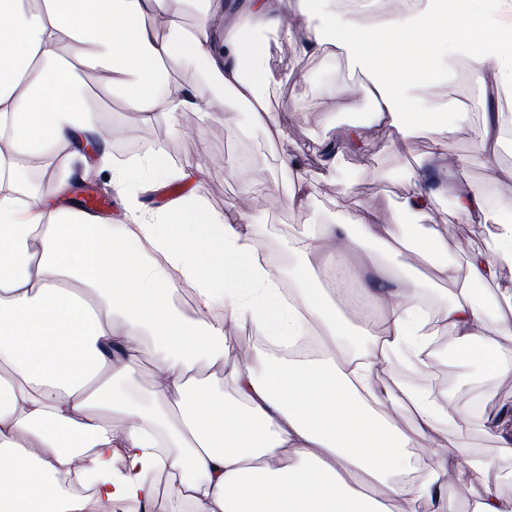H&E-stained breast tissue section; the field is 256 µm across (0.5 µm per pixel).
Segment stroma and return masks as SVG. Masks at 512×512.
Wrapping results in <instances>:
<instances>
[{
	"label": "stroma",
	"instance_id": "35a3bbf8",
	"mask_svg": "<svg viewBox=\"0 0 512 512\" xmlns=\"http://www.w3.org/2000/svg\"><path fill=\"white\" fill-rule=\"evenodd\" d=\"M270 64L275 73L289 76L288 82L279 88L273 106L277 121L288 133L285 142H270L263 129L250 123L246 113L225 98L223 88L214 82L200 60H181L176 73L186 89H202L208 97L223 99L226 117L216 120L194 113L190 119L196 133L191 137L183 132L188 118L182 115L173 122L137 121L127 111L124 98L97 88L96 73L88 71L83 80L89 97L107 111L109 119L124 124L134 139L143 142L144 148L137 151V158L149 159L159 153L168 167L182 169L209 163L221 155L227 162L226 169L215 170L207 177L160 184L152 190L126 186L118 191L113 187L110 172L95 171L88 178H80L76 160L65 154L50 175L35 170L30 177L39 185H65V192L54 200L58 207L78 204L75 188L81 181L97 185L105 195L101 208L106 211V223L110 226L128 223L131 211L156 210L179 195L195 197L208 210L219 214L228 204L244 203L247 212L267 224L263 246L282 255L278 272L288 285L301 263L288 249L289 236L305 224L335 222L342 213L336 207L340 201L350 212L364 205L394 217L401 224L422 228L438 225L441 236L448 241L449 260L459 266L472 252L493 246L501 216L512 212V195H504L501 188L485 183V165L475 150L473 131L488 122L489 114L485 108L467 106L462 100L461 90H468L475 99L480 91L475 83L460 84L459 67L438 75L429 90L412 89L405 95L408 108H415L422 100L436 111L446 113L454 127L448 150L458 160L448 184L430 179L434 193L431 209L412 213L403 211L400 204L412 190L415 176L426 170L436 153L435 133L413 129L402 141L390 132L377 130L372 124L371 101L351 94L357 85L352 77L354 67L343 55L305 54L274 46L270 49ZM301 93L306 94L307 103L300 109L296 97ZM328 140L339 147V162L334 169L326 165L318 152L319 145ZM286 156L301 162L308 180L317 188L305 207L288 204L291 182L281 165ZM477 189L492 196L495 205L486 223L467 224L458 217L457 200ZM428 379L452 382L453 400L462 409L476 397L490 408L512 401V370L491 376L477 365L451 360L430 368ZM467 442L481 462L479 480L492 486L512 485V458L502 453L492 437L476 430Z\"/></svg>",
	"mask_w": 512,
	"mask_h": 512
}]
</instances>
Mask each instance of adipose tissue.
<instances>
[{"label": "adipose tissue", "instance_id": "1", "mask_svg": "<svg viewBox=\"0 0 512 512\" xmlns=\"http://www.w3.org/2000/svg\"><path fill=\"white\" fill-rule=\"evenodd\" d=\"M511 14L512 0H412L369 24L333 0H0V512H100L122 502L151 512L161 473L179 512H454L461 483L471 512H512V491L469 480L460 465L474 425L512 455V416L499 408L477 420L431 391L373 384L378 367L424 353L421 299L448 280L461 286L437 317L457 338V358L491 375L512 366L502 343L512 323L489 318L479 300L497 283L512 309V284L500 283L512 266L511 215L493 253L473 252L461 268L442 261L448 243L434 224L423 232L364 207L344 223L303 225L290 246L306 270L313 255L340 266L346 239L358 250L407 248L431 266L427 278L375 264L384 288L357 292L379 309L369 323L304 282L288 302L259 261L263 227L242 209L220 215L180 196L110 229L86 210L48 207L22 178L64 147L111 166L107 149L87 153L98 132L82 92L88 69L107 88L125 87L128 111L152 123L217 114L180 85L152 90L177 59L203 60L269 139L287 140L270 108L283 79L254 41L259 32L279 46L343 53L369 79L362 91L378 127L437 133L447 156L451 128L429 109L408 111L404 94L431 85L430 61L463 58L481 91L511 94ZM176 274L195 295L192 312L172 296ZM240 321L284 346L315 328L324 354L276 363L233 354L224 325ZM145 355L162 378L146 395L132 383ZM212 367L223 389L202 377ZM387 407L412 413L411 429ZM116 414L125 419L118 432ZM451 427L454 460L435 450ZM414 448L424 456L412 458Z\"/></svg>", "mask_w": 512, "mask_h": 512}]
</instances>
